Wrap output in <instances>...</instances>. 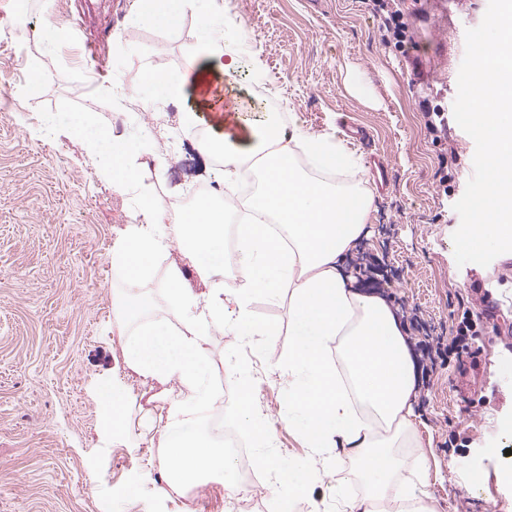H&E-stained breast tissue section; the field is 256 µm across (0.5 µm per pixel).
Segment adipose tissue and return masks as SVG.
Listing matches in <instances>:
<instances>
[{
  "label": "adipose tissue",
  "instance_id": "adipose-tissue-1",
  "mask_svg": "<svg viewBox=\"0 0 512 512\" xmlns=\"http://www.w3.org/2000/svg\"><path fill=\"white\" fill-rule=\"evenodd\" d=\"M197 46L179 75L146 69L135 96L149 106L196 97L219 78H233L240 56L236 36L213 15L219 0H208ZM224 128L208 138L207 153L222 160L220 179L226 201H209L171 212L143 194L134 222L114 242L112 266L130 283L149 277L171 242H178L207 291L195 294L183 270L170 265L166 300L171 321L147 319L150 303L125 291L114 298L116 319L134 324L126 366L143 384L176 387L168 398L160 431L171 490L212 474L229 475L231 462L207 437L185 430L195 413L221 407L208 383L206 344L217 333L262 336L267 322L248 310L251 294L288 295V379L281 393L289 421L298 424L309 447L329 449L322 466L352 462L350 479L367 494L345 499L343 512H429L415 492L426 469L424 457L400 454L418 418L412 406L414 367L403 329L393 309L379 296L361 291L345 266L346 255L367 233L374 196L366 168L344 144L282 123L277 113L240 116L229 101ZM77 136L97 172L117 191L136 180L143 155L140 141L93 130L89 117L67 125L46 121L47 134L60 128ZM235 238L226 256V232ZM236 279H223L225 260ZM273 473L272 494L283 505L305 497L318 476L314 468L284 465L265 458Z\"/></svg>",
  "mask_w": 512,
  "mask_h": 512
}]
</instances>
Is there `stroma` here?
<instances>
[{"instance_id":"obj_1","label":"stroma","mask_w":512,"mask_h":512,"mask_svg":"<svg viewBox=\"0 0 512 512\" xmlns=\"http://www.w3.org/2000/svg\"><path fill=\"white\" fill-rule=\"evenodd\" d=\"M137 0H47L44 11L64 21L84 14L86 37L45 50L15 23L17 0H0V512H235L233 496L211 481L164 493L168 461L158 442L166 404L153 399L124 365L133 326L117 324L113 296L124 289L110 249L131 223L140 192L167 208L186 186L210 179L211 155L191 137L172 139L177 113L189 102L142 106L134 97L145 69L182 70L197 45L201 13L188 0L182 22L162 29L130 26ZM241 21L243 67L231 83H213L247 102L279 103L310 133L344 139L368 133L353 148L380 155L386 182L369 178L374 209L369 236L346 265L364 292L388 301L405 330L415 368L413 406L420 422L414 454L429 470L422 489L431 512H512V259L457 266L452 235L460 224L453 205L473 173L475 144L456 122L440 139L426 131L418 93L452 107L468 17L488 0H401L412 26L404 51L377 36L373 0H223ZM48 82L26 95L29 71ZM359 95H351L345 75ZM127 93L125 132L169 147L164 176L141 165L134 189L118 192L97 173L68 130L45 138V117L92 115L111 127L116 107L107 87ZM460 155L450 190L438 182L449 148ZM494 300L497 332L474 337L468 355L450 353L463 309L483 311ZM253 315L274 326L268 336H212L208 376L236 385L237 364L252 367L254 406L272 433L253 443L254 461L275 455L294 465H319L325 452L308 447L286 423L281 383L292 338L288 301L252 295ZM112 382L126 395L127 427L111 437L101 428L96 389ZM343 470L321 472L294 512H336V494L360 498L363 484ZM121 489L123 498L113 496Z\"/></svg>"}]
</instances>
